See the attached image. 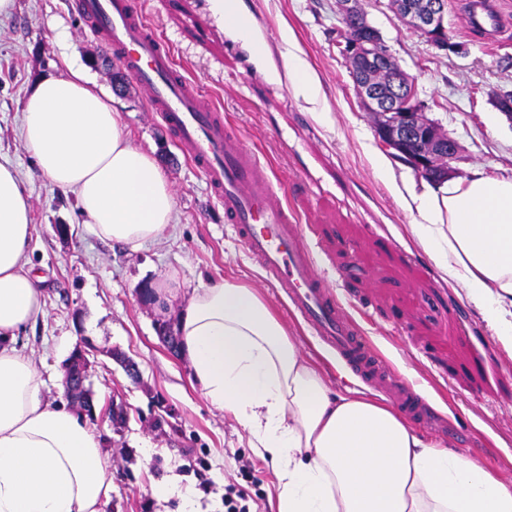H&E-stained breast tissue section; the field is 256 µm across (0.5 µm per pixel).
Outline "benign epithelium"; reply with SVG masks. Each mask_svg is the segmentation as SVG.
<instances>
[{"instance_id": "7a95c632", "label": "benign epithelium", "mask_w": 512, "mask_h": 512, "mask_svg": "<svg viewBox=\"0 0 512 512\" xmlns=\"http://www.w3.org/2000/svg\"><path fill=\"white\" fill-rule=\"evenodd\" d=\"M390 8L435 48L467 52L465 44L448 36L447 0H390ZM336 9L344 23L362 19L359 0H336ZM338 49L353 72L361 107L374 120L380 143L434 183L458 174L452 166L458 159V143L425 112L415 81L385 48L379 32L361 29L338 43Z\"/></svg>"}]
</instances>
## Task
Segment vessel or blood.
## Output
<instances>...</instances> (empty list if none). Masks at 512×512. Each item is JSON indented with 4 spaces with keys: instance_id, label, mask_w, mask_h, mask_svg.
<instances>
[{
    "instance_id": "b4317fda",
    "label": "vessel or blood",
    "mask_w": 512,
    "mask_h": 512,
    "mask_svg": "<svg viewBox=\"0 0 512 512\" xmlns=\"http://www.w3.org/2000/svg\"><path fill=\"white\" fill-rule=\"evenodd\" d=\"M77 11L109 56L146 94L151 111L173 136L182 156L199 168L223 202L225 223L282 290L290 307L354 371L389 391L404 411L421 414L414 389L381 365L368 337L329 291L304 243V227L296 212L276 199L268 168L241 132L177 70L170 46L135 0H77ZM463 18L470 34L495 35L501 29L490 0H475Z\"/></svg>"
}]
</instances>
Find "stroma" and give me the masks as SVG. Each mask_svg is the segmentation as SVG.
<instances>
[{
  "label": "stroma",
  "instance_id": "35a3bbf8",
  "mask_svg": "<svg viewBox=\"0 0 512 512\" xmlns=\"http://www.w3.org/2000/svg\"><path fill=\"white\" fill-rule=\"evenodd\" d=\"M75 0H15L0 19V155L18 167L32 204L36 232L31 261L44 275L45 317L20 336L55 402L66 396L57 379L73 349H94L85 381L96 408L112 469L103 512H179L180 502L158 504L155 482L168 477L198 485L203 512H225L226 488L249 512H274L276 467L248 446L234 418L211 406L190 383V368L170 351L160 324L175 325L194 288L222 278L258 288L279 313L301 354L332 391L383 393L350 376L335 350L293 314L280 289L224 222V209L196 166L175 161V143L130 90L117 108L135 145L154 150L177 195L169 237L133 253L88 235L73 199L53 190L35 171L20 137L22 104L35 83L64 73L62 58L89 65L103 48L77 13ZM146 17L171 44L174 60L224 118L236 123L274 174L279 197L302 223L306 241L346 311L370 337L383 361L446 412L429 411L412 426L512 477V356L497 343L461 290L409 233L414 216L396 192L404 183L427 186L410 166L390 159L393 180L369 160L380 151L373 120L364 112L336 42L344 26L336 0H243L266 53L255 57L203 0H140ZM463 0H448V32L466 54L433 48L392 13L389 0H362L370 25L414 78L430 116L461 147V177L481 171L512 177V119L494 104L512 91V0H495L508 26L499 46L463 32ZM291 26L307 60L320 74L330 124L295 97L280 68V28ZM68 225V235L57 231ZM177 276L176 291L154 302L146 282ZM123 407L113 423L108 408Z\"/></svg>",
  "mask_w": 512,
  "mask_h": 512
}]
</instances>
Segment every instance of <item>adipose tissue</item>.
I'll use <instances>...</instances> for the list:
<instances>
[{"mask_svg":"<svg viewBox=\"0 0 512 512\" xmlns=\"http://www.w3.org/2000/svg\"><path fill=\"white\" fill-rule=\"evenodd\" d=\"M280 38L295 96L329 121L293 29ZM21 138L37 174L73 195L96 238L132 252L166 240L175 191L84 68L35 84ZM412 201L415 242L512 353V177L476 171ZM34 233L29 195L0 156V512H101L112 480L103 438L45 397L35 360L18 346L44 315ZM177 333L205 399L275 464L276 512H512V479L425 441L390 404L331 392L257 288L224 278L194 289Z\"/></svg>","mask_w":512,"mask_h":512,"instance_id":"1","label":"adipose tissue"}]
</instances>
